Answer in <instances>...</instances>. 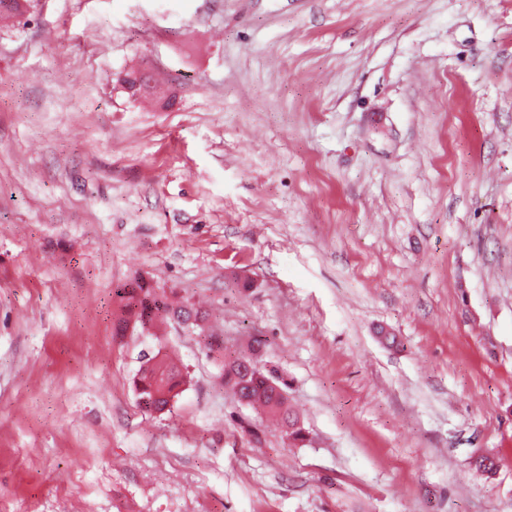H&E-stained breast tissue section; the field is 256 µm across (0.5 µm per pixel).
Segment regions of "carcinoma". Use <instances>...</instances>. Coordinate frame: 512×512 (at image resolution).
<instances>
[{"label": "carcinoma", "mask_w": 512, "mask_h": 512, "mask_svg": "<svg viewBox=\"0 0 512 512\" xmlns=\"http://www.w3.org/2000/svg\"><path fill=\"white\" fill-rule=\"evenodd\" d=\"M38 4L39 0H0V13L6 10L21 17L30 16ZM115 295L125 302L135 322L144 329L168 321L194 329L204 318L200 310L178 305L157 294L154 285L144 278L118 288ZM140 360L141 365L133 377L138 405L148 413L170 410L185 383L182 365L159 351L144 352ZM223 381L238 402L251 407L257 405L276 418L289 440L298 444L306 441L305 429L288 410V383L277 371L256 361L243 362L235 358L224 362Z\"/></svg>", "instance_id": "cac0c4a2"}]
</instances>
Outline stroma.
<instances>
[{
    "label": "stroma",
    "mask_w": 512,
    "mask_h": 512,
    "mask_svg": "<svg viewBox=\"0 0 512 512\" xmlns=\"http://www.w3.org/2000/svg\"><path fill=\"white\" fill-rule=\"evenodd\" d=\"M133 66L174 105L130 100ZM141 276L216 347L116 335ZM160 347L187 383L151 414ZM227 356L287 380L305 443ZM0 512H512V0L1 22ZM141 365L133 377L138 405L148 413L170 410L185 383L182 365L173 357L157 352H143Z\"/></svg>",
    "instance_id": "35a3bbf8"
}]
</instances>
